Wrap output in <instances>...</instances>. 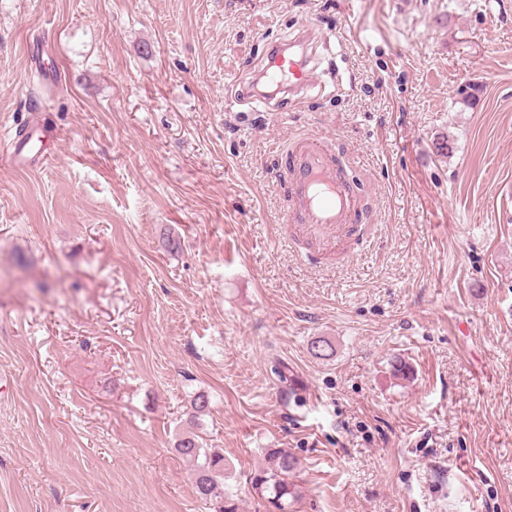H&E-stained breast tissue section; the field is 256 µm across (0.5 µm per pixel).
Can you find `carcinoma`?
<instances>
[{"label":"carcinoma","mask_w":512,"mask_h":512,"mask_svg":"<svg viewBox=\"0 0 512 512\" xmlns=\"http://www.w3.org/2000/svg\"><path fill=\"white\" fill-rule=\"evenodd\" d=\"M177 452L194 463L195 488L200 500L209 505L210 512H240L235 494L224 484V455L207 447L206 439L195 432L183 434L177 441ZM297 460L284 448H267L264 463L250 477L252 490L268 500L278 512L300 497L295 481Z\"/></svg>","instance_id":"1"}]
</instances>
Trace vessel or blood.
Instances as JSON below:
<instances>
[{"mask_svg":"<svg viewBox=\"0 0 512 512\" xmlns=\"http://www.w3.org/2000/svg\"><path fill=\"white\" fill-rule=\"evenodd\" d=\"M310 62L307 53L276 44L267 55L262 73L272 83L287 86L289 92H300L310 86ZM33 138V128L17 131L10 142L14 155L31 154L47 162V155L36 149ZM286 158L288 195L294 203L287 222L293 240H304L312 246L309 261L347 243H363L365 227L357 222L359 199L345 166L334 161L327 140L312 132L301 134L287 149Z\"/></svg>","mask_w":512,"mask_h":512,"instance_id":"obj_1","label":"vessel or blood"}]
</instances>
